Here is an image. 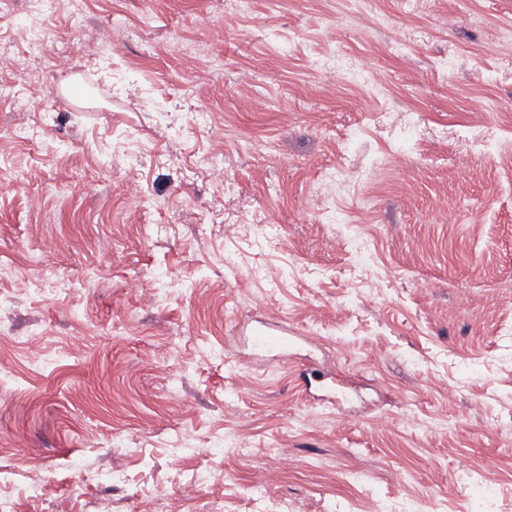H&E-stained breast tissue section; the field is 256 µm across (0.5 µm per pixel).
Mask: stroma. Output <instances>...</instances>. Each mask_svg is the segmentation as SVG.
Segmentation results:
<instances>
[{
  "instance_id": "1",
  "label": "stroma",
  "mask_w": 512,
  "mask_h": 512,
  "mask_svg": "<svg viewBox=\"0 0 512 512\" xmlns=\"http://www.w3.org/2000/svg\"><path fill=\"white\" fill-rule=\"evenodd\" d=\"M71 14L62 0L42 54L0 69V139L22 135L0 160V500L512 512V0ZM113 27L117 54H83ZM61 51L99 111L57 99ZM335 51L371 84L331 83L315 62ZM31 83L40 97L16 111ZM255 317L300 332L287 358L248 356L233 329ZM304 363L346 384L343 404L299 387ZM382 415L394 424L375 430ZM273 451L295 465L251 499Z\"/></svg>"
}]
</instances>
